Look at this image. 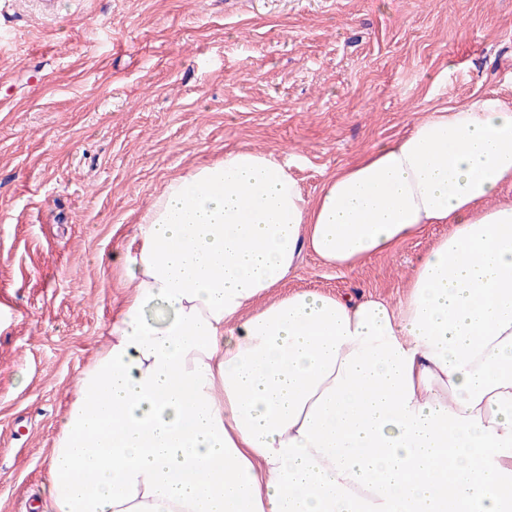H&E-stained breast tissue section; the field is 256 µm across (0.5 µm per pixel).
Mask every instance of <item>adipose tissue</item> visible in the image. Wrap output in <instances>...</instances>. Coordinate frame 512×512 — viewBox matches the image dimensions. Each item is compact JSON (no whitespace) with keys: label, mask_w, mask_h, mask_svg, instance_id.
<instances>
[{"label":"adipose tissue","mask_w":512,"mask_h":512,"mask_svg":"<svg viewBox=\"0 0 512 512\" xmlns=\"http://www.w3.org/2000/svg\"><path fill=\"white\" fill-rule=\"evenodd\" d=\"M512 107L431 112L314 197L240 150L168 182L80 373L42 512H512ZM430 224L397 302L266 296Z\"/></svg>","instance_id":"ef3b65f1"}]
</instances>
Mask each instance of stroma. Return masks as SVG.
I'll use <instances>...</instances> for the list:
<instances>
[{"label": "stroma", "mask_w": 512, "mask_h": 512, "mask_svg": "<svg viewBox=\"0 0 512 512\" xmlns=\"http://www.w3.org/2000/svg\"><path fill=\"white\" fill-rule=\"evenodd\" d=\"M512 105V0H0V512H34L82 370L128 290L115 262L187 169L274 153L308 196L429 112ZM281 293L396 302L441 237Z\"/></svg>", "instance_id": "stroma-1"}]
</instances>
